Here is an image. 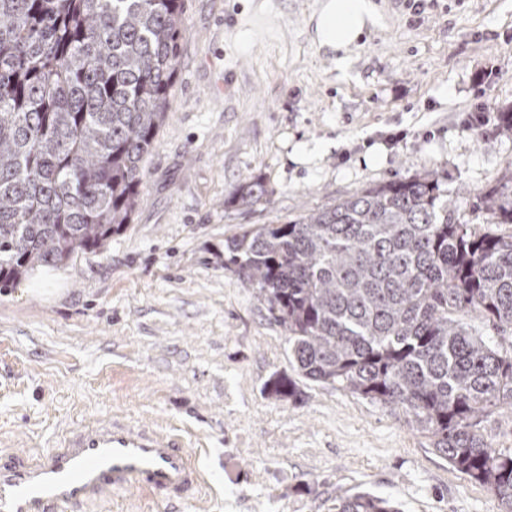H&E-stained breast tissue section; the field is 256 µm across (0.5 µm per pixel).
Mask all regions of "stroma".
Wrapping results in <instances>:
<instances>
[{
  "instance_id": "1",
  "label": "stroma",
  "mask_w": 512,
  "mask_h": 512,
  "mask_svg": "<svg viewBox=\"0 0 512 512\" xmlns=\"http://www.w3.org/2000/svg\"><path fill=\"white\" fill-rule=\"evenodd\" d=\"M320 0H185L171 108L144 202L108 248L0 290V448H46L84 415L180 432L207 473L179 512H338L366 490L401 512H501L402 410L300 378L287 336L224 266V242L368 186L444 175L457 216L512 166V0H376L340 68ZM484 125H467L470 112ZM405 132L388 146L387 134ZM259 176L270 201L228 199ZM301 395L268 393L275 376Z\"/></svg>"
}]
</instances>
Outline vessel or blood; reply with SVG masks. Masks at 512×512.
Masks as SVG:
<instances>
[{
  "label": "vessel or blood",
  "instance_id": "obj_1",
  "mask_svg": "<svg viewBox=\"0 0 512 512\" xmlns=\"http://www.w3.org/2000/svg\"><path fill=\"white\" fill-rule=\"evenodd\" d=\"M204 480L183 436L118 414L83 419L48 448H0V512H83L131 490L172 504Z\"/></svg>",
  "mask_w": 512,
  "mask_h": 512
}]
</instances>
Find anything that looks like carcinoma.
<instances>
[{
    "label": "carcinoma",
    "mask_w": 512,
    "mask_h": 512,
    "mask_svg": "<svg viewBox=\"0 0 512 512\" xmlns=\"http://www.w3.org/2000/svg\"><path fill=\"white\" fill-rule=\"evenodd\" d=\"M185 0H0V288L101 252L143 203L145 159L171 105ZM262 178L229 202H268ZM512 224V168L476 204ZM224 266L283 328L312 382L403 409L448 464L512 512V452L481 424L512 406V235L457 221L436 173L370 186L224 243ZM269 394L295 399V380ZM339 512H399L358 493Z\"/></svg>",
    "instance_id": "obj_1"
}]
</instances>
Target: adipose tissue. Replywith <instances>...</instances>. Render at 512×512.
<instances>
[{
	"label": "adipose tissue",
	"instance_id": "ef3b65f1",
	"mask_svg": "<svg viewBox=\"0 0 512 512\" xmlns=\"http://www.w3.org/2000/svg\"><path fill=\"white\" fill-rule=\"evenodd\" d=\"M380 15L374 0H320L315 35L320 47L336 53L347 66V53L365 30L375 27Z\"/></svg>",
	"mask_w": 512,
	"mask_h": 512
}]
</instances>
